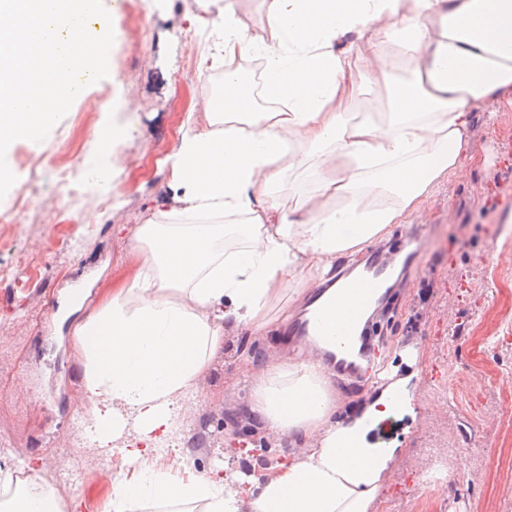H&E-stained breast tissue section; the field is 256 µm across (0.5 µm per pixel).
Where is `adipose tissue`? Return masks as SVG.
<instances>
[{"label": "adipose tissue", "instance_id": "adipose-tissue-1", "mask_svg": "<svg viewBox=\"0 0 512 512\" xmlns=\"http://www.w3.org/2000/svg\"><path fill=\"white\" fill-rule=\"evenodd\" d=\"M268 14V35L253 34L226 0L224 118L175 142L172 223L135 226L132 276L73 327L93 439L126 467L112 512H367L394 451L370 444L364 425L404 406L402 383L348 426L331 419L320 363L268 362L252 410L317 446L247 500L219 470L157 467L172 401L195 391L226 329L265 328L288 288L312 287L336 258L406 223L468 154L474 104L512 106V0H269ZM250 55L263 61L257 94L242 81ZM370 93L386 112L348 117L344 104ZM299 171L312 189L290 205L282 188Z\"/></svg>", "mask_w": 512, "mask_h": 512}]
</instances>
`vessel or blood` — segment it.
Returning <instances> with one entry per match:
<instances>
[{"label": "vessel or blood", "mask_w": 512, "mask_h": 512, "mask_svg": "<svg viewBox=\"0 0 512 512\" xmlns=\"http://www.w3.org/2000/svg\"><path fill=\"white\" fill-rule=\"evenodd\" d=\"M420 234V228H412L388 246L371 251L367 274L347 282L342 290L350 307L348 314L338 315L324 291L314 289L308 312L284 331L289 342L311 347L314 354L327 355L337 369L357 374L367 356L366 337L380 332L378 318H366L365 312L376 298L392 292V276L410 262Z\"/></svg>", "instance_id": "b4317fda"}]
</instances>
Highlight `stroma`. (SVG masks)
<instances>
[{"label": "stroma", "instance_id": "1", "mask_svg": "<svg viewBox=\"0 0 512 512\" xmlns=\"http://www.w3.org/2000/svg\"><path fill=\"white\" fill-rule=\"evenodd\" d=\"M218 20L217 6L201 0H152L138 27L116 0L110 76L87 86L39 149L66 161L95 151L96 137L113 132L104 154L114 166L111 207L99 208L87 183V205L71 209L54 202L49 189L39 199L20 197L34 151L23 140L11 146L16 181L0 211L18 208L21 221L0 224V439L13 437L46 482L68 464L60 448L83 457L84 486L62 499L61 512L76 501L80 512H106L113 477L123 471L113 457L111 473H103L101 450L70 439L88 409L71 328L128 279L132 229L170 193L171 149L205 119L201 62L213 51L210 30ZM474 114L469 154L410 218L423 237L400 307L383 323L386 342L376 360L385 378L352 389L327 373L335 417L345 424L356 418L350 404H370L387 386L405 383V409L381 420L371 437L395 455L367 512H382L387 500L392 512H415L419 474L438 460L448 485L428 512H512V160L504 151L512 107L482 104ZM306 296L286 293L265 330L230 332L196 393L175 399L178 427L168 444L192 471L223 461L225 477L245 495L314 447V439L264 429L249 410L245 380L246 371L269 361L306 358L281 335ZM239 425L258 431L265 454L238 449Z\"/></svg>", "mask_w": 512, "mask_h": 512}]
</instances>
